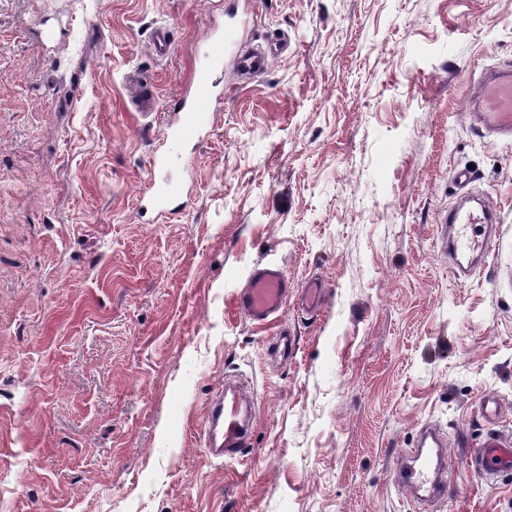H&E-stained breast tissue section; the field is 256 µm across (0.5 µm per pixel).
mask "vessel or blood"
Listing matches in <instances>:
<instances>
[{"mask_svg":"<svg viewBox=\"0 0 512 512\" xmlns=\"http://www.w3.org/2000/svg\"><path fill=\"white\" fill-rule=\"evenodd\" d=\"M273 60L271 50L239 46L235 13H228L226 22L217 23L208 37L206 60L197 67L180 92L174 121L168 124L169 153L153 156L152 175L143 196L142 209L156 218L175 214L183 207L181 196L170 172L182 151L196 144L208 133L213 112L221 96L214 78L216 68L231 65L243 77L263 75ZM130 103L135 112L154 114L158 104L154 87L147 78L135 83ZM473 107L487 133L504 139L512 138V70L492 68L478 83ZM442 246L449 257L466 255L469 265H456V277H469L475 265L486 261L490 254L489 239L498 222L494 207L455 203L445 211ZM290 293L288 278L282 267L275 264L258 265L251 269L244 288L237 293L238 312L252 323H268L283 308ZM327 295V285L317 278L304 282L299 305L309 314L319 311ZM254 400L248 383L242 380L225 381L212 396L206 412L204 446L210 456L225 461L244 457L250 445L253 428ZM473 459L486 476L512 470V440L502 438L486 441L476 449ZM449 456L445 437L434 428L420 431L414 447L394 457L391 469L400 483L408 488L416 501H443L455 492L448 474Z\"/></svg>","mask_w":512,"mask_h":512,"instance_id":"1","label":"vessel or blood"}]
</instances>
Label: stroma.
Instances as JSON below:
<instances>
[{"instance_id":"obj_1","label":"stroma","mask_w":512,"mask_h":512,"mask_svg":"<svg viewBox=\"0 0 512 512\" xmlns=\"http://www.w3.org/2000/svg\"><path fill=\"white\" fill-rule=\"evenodd\" d=\"M225 2L0 0V512H415L388 470L425 426L458 489L428 512H512V474L487 482L468 457L512 436V140L470 106L482 72L512 67V0H250L244 45L284 46L256 80L224 70L184 210L143 223ZM459 169L500 223L457 280L440 216ZM259 263L295 291L325 278L323 310L292 297L245 319ZM283 330L295 350L274 363ZM233 374L256 416L227 464L203 430ZM135 112L148 116L158 108L154 86L147 78L140 76L135 83V94L130 100Z\"/></svg>"}]
</instances>
